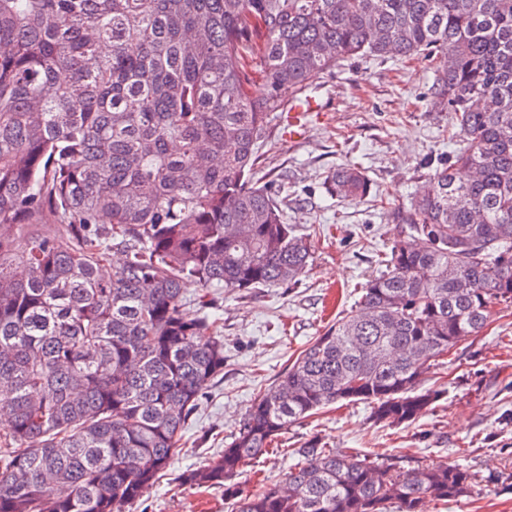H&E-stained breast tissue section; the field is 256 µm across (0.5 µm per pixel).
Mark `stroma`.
I'll return each instance as SVG.
<instances>
[{"instance_id": "1", "label": "stroma", "mask_w": 512, "mask_h": 512, "mask_svg": "<svg viewBox=\"0 0 512 512\" xmlns=\"http://www.w3.org/2000/svg\"><path fill=\"white\" fill-rule=\"evenodd\" d=\"M440 68L436 57L342 62L313 86L326 112L295 143L283 137L286 113H274L255 177L287 198L288 223L311 235L308 269L297 283L246 296L215 289L224 373L204 395L171 467L130 512H228L223 489L183 485L179 477L232 441L257 394L349 311L358 288L380 271L402 229L398 210L452 149L441 136L449 114L428 95ZM344 164L365 171L374 195L343 203L327 192V173ZM421 387L442 396L409 424L375 422L370 404L356 402L290 426L277 439L280 454L248 463L241 487L284 481L294 463L290 449L316 438L406 469L448 462L468 470L470 493L446 506L426 504V512H512V308L495 309L478 335L430 366Z\"/></svg>"}]
</instances>
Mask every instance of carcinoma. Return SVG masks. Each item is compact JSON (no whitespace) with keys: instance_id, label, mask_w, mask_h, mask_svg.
Segmentation results:
<instances>
[{"instance_id":"cac0c4a2","label":"carcinoma","mask_w":512,"mask_h":512,"mask_svg":"<svg viewBox=\"0 0 512 512\" xmlns=\"http://www.w3.org/2000/svg\"><path fill=\"white\" fill-rule=\"evenodd\" d=\"M436 53L430 95L463 147L403 208L385 271L183 473L233 512H422L469 493L456 464L404 470L316 440L283 484L235 479L328 405L423 416L439 397L425 370L512 306V0H0V512L140 501L224 374L208 289L308 267L309 236L252 178L271 114L342 59ZM326 182L342 201L371 191L354 166ZM114 248L125 261L103 277Z\"/></svg>"}]
</instances>
